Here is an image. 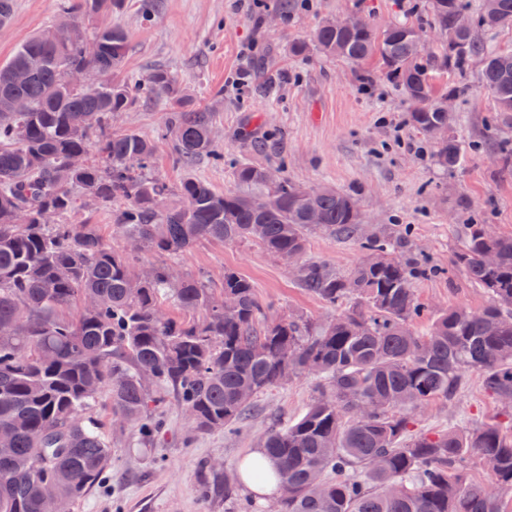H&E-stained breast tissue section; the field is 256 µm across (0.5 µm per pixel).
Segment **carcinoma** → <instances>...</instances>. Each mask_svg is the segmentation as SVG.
<instances>
[{"label": "carcinoma", "mask_w": 512, "mask_h": 512, "mask_svg": "<svg viewBox=\"0 0 512 512\" xmlns=\"http://www.w3.org/2000/svg\"><path fill=\"white\" fill-rule=\"evenodd\" d=\"M486 2L459 43L428 55L419 51L422 28L406 22L340 31L325 20L315 47L353 63L377 58L411 102V125L429 138L434 126L448 129L435 141L436 161L454 170L464 151L434 75L481 59V85L499 118L512 121V50L478 37L512 30V0H497L493 15ZM116 6L60 0L59 22L0 62V512H42L47 485L71 503L99 487L112 446L88 411L102 397L116 421L134 420L146 445L170 399L198 432L242 430L254 396L301 374L319 379L312 403L262 440L278 468L274 512H502L512 495V423L426 434L412 416L453 399L473 371L503 408L512 401V235L466 225L453 262L490 302L431 315L414 285L433 266L405 238L366 232L351 194L252 163L234 174L250 193L220 194L191 173L176 186L152 176L155 139L116 131L112 120L154 96L171 103L156 139L171 141L178 165L189 171L224 154L211 114L190 107L172 71L156 68L138 84L120 78L128 42L120 25L91 34V58L68 41L75 19ZM429 9L441 35L466 12L464 0H429ZM73 68L109 69L112 84L75 88L66 79ZM22 70L29 76L20 82ZM18 99L28 111L14 110ZM89 204L112 212L118 243L68 221ZM315 232L358 240L364 258L343 273L306 258ZM201 241L252 242L297 262L300 285L326 306H351L321 324L271 317L233 269L218 288L203 273L175 271ZM475 468L483 478L472 477Z\"/></svg>", "instance_id": "1"}]
</instances>
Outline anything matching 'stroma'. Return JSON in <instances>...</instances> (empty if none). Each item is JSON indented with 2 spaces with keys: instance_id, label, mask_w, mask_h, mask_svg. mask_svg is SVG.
Listing matches in <instances>:
<instances>
[{
  "instance_id": "obj_1",
  "label": "stroma",
  "mask_w": 512,
  "mask_h": 512,
  "mask_svg": "<svg viewBox=\"0 0 512 512\" xmlns=\"http://www.w3.org/2000/svg\"><path fill=\"white\" fill-rule=\"evenodd\" d=\"M155 0L144 16L141 0L93 18L80 19L85 33L112 23L127 32L123 68L131 80L162 66L179 78L192 105L212 116L213 141L223 164L201 159L195 176L219 191L236 190L234 167L243 161L280 170L289 180L327 184L355 194L369 231L408 237L415 251L437 268L419 280L416 295L430 310L455 305L480 309L489 302L453 263L464 224L479 220L512 234V169L493 161L492 140H512V126L496 116L480 84L482 64L466 73L435 77L438 92L459 87L452 100L454 135L465 147V164L452 172L435 162L432 140L412 127L411 104L384 76L377 59L362 64L312 48L317 25L346 11L376 27L413 20L426 0ZM60 0H14L11 21L0 26V61L53 21ZM311 46L290 54L294 42ZM256 49L241 50L247 43ZM168 109L165 98L144 101L119 114L115 127L153 137ZM307 258L336 270L363 258L358 241L312 234ZM184 272H208L221 281L225 269L249 278L272 314L298 313L326 321L335 311L302 288L288 262L250 242L201 243L176 263ZM313 377L302 375L258 394L247 426L239 432L200 434L174 403L163 408V427L153 447L143 448L130 426L112 422L108 400L92 415L112 444L104 486L74 503L71 512H271L275 496L258 500L238 478L240 463L258 449L273 424L301 415L315 394ZM507 415L485 390L480 373H469L454 401L438 400L416 412L415 429L438 433L453 426L477 427ZM232 496H225V488Z\"/></svg>"
}]
</instances>
